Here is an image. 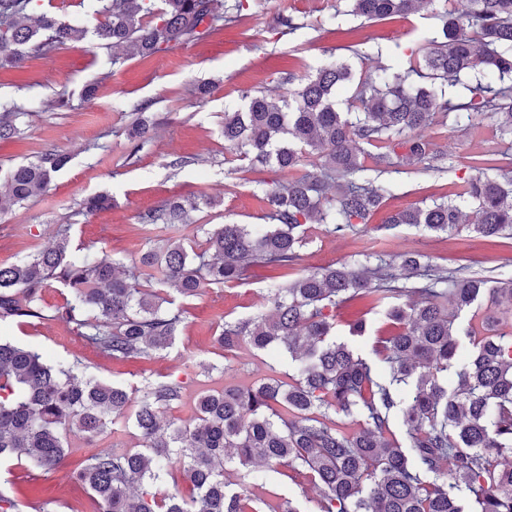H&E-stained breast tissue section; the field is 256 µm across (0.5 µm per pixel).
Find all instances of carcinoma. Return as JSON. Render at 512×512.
Returning <instances> with one entry per match:
<instances>
[{"mask_svg":"<svg viewBox=\"0 0 512 512\" xmlns=\"http://www.w3.org/2000/svg\"><path fill=\"white\" fill-rule=\"evenodd\" d=\"M346 13L391 20L418 12L427 0H342ZM441 33L411 50L409 66L353 72L332 60L278 100L242 95L224 113V145L252 167L284 176L261 181L260 199L271 224H193L199 202L180 197L138 215L147 229L181 233L148 247L128 268L109 254L73 247L70 227L51 245L0 265V319L22 323L63 319L100 356L141 359L171 348L186 309L168 293L197 297L259 267L267 272L270 310L221 320L215 341L228 353L288 352L287 370L248 386L226 385L202 394L188 419L162 421L182 401V385L157 380L130 392L88 377L79 363L49 360L36 349L0 339V460L16 459L28 472L51 471L67 455V435L92 439L121 417L141 448L88 455L77 480L99 512H304L291 500L270 504L230 488L224 465L288 468L317 489L314 512H512V336L501 331L512 316V278L446 275L420 257L376 255L361 267L329 265L286 280L300 259L307 225L341 233L380 207L390 192L389 168L421 162L429 143L411 132L446 117L453 127L490 119L512 137V0H451ZM94 19L95 45L111 53L112 69L224 30V0H82ZM79 29L45 10L41 0H0V71L30 58L50 59ZM490 71L496 82H482ZM353 83L350 110L336 94ZM470 93L446 99L447 86ZM27 110L0 100V141L24 136ZM313 157L315 170L300 172ZM71 160L45 149L36 160L0 178V197L21 204L46 192ZM472 173L453 199L390 214L386 224L430 233L471 230L486 238L512 235V165ZM336 183V197L324 196ZM112 206L107 194L86 198L92 215ZM410 286L388 288L399 279ZM70 298L48 310L44 291L54 284ZM403 298L391 304L390 298ZM383 317L367 358L336 338V310L360 308ZM481 318L484 336L463 330V314ZM457 382L448 387V371ZM355 419L352 432L334 417ZM405 427L404 441L394 431ZM179 472L192 484L191 500L160 495L157 486Z\"/></svg>","mask_w":512,"mask_h":512,"instance_id":"obj_1","label":"carcinoma"}]
</instances>
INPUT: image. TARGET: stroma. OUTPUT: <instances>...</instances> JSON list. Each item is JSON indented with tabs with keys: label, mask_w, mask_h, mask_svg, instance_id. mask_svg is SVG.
I'll use <instances>...</instances> for the list:
<instances>
[{
	"label": "stroma",
	"mask_w": 512,
	"mask_h": 512,
	"mask_svg": "<svg viewBox=\"0 0 512 512\" xmlns=\"http://www.w3.org/2000/svg\"><path fill=\"white\" fill-rule=\"evenodd\" d=\"M441 11L440 0H433L405 18L363 23L341 13L337 0H247L224 32L148 61L130 59L118 71L106 51L84 37L52 59H31L19 70L0 72V98L31 107L24 119L25 139L0 142V173L47 148L71 157L43 195L0 213V264L50 245L66 224L73 245L104 250L132 264L148 240L171 236L160 228L144 233L139 213L174 195L201 199L193 214L199 224L265 223L268 207L255 195L258 175L248 161L224 147L225 112L234 110L246 92L282 94L284 87L277 81L282 69L300 80L332 59H345L356 67L380 63L394 70L407 68L409 48L439 31ZM288 15L296 18L299 29L281 26ZM327 18L332 21L328 28L323 25ZM95 81L101 84L98 94L86 97L85 86ZM64 91L70 95L66 108L58 105ZM142 102L149 105L154 130L138 150L130 133L139 118L134 107ZM417 136L455 159V167L391 174L392 195L366 223L346 234L333 235L323 225H311L308 243L289 277L332 263H355L368 250L415 253L446 272L467 266L484 275L512 277V238L489 241L471 231L437 235L407 225L386 227L390 212L455 193L471 156L493 151L500 163L512 161V144L493 139L487 119L476 131L439 122ZM98 193L111 195V208L82 215V201ZM267 292L265 282L252 276L238 284L205 288L197 298L185 301L186 319L174 346L146 359L98 357L72 324L61 319L35 326L0 319V337L51 359L80 361L87 374L119 385L136 388L155 380L182 381L184 405L177 413L185 417L204 390L250 384L268 375L271 367L287 368V355L272 358L246 350L225 355L214 342L220 318L257 314ZM217 361L223 364V374L206 376V366ZM68 442L63 465L35 475L39 494L18 497L17 512H96V504L74 479L85 457L137 444L121 420L94 439L74 433ZM245 490L272 500L289 498L302 506L316 496L304 476L287 469L268 472L265 482L246 485Z\"/></svg>",
	"instance_id": "35a3bbf8"
}]
</instances>
